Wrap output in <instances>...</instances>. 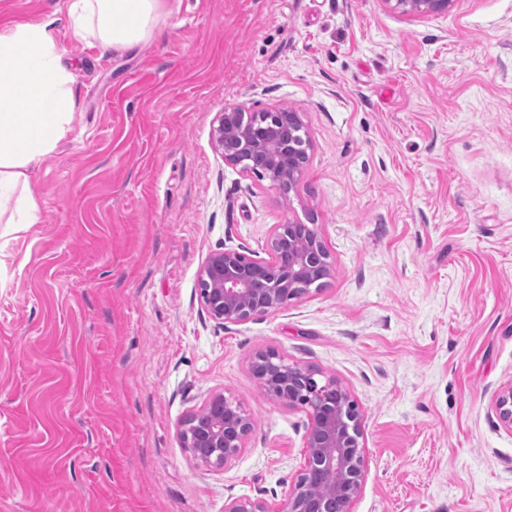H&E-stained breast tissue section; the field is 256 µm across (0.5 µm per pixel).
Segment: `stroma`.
I'll return each instance as SVG.
<instances>
[{
    "instance_id": "obj_1",
    "label": "stroma",
    "mask_w": 512,
    "mask_h": 512,
    "mask_svg": "<svg viewBox=\"0 0 512 512\" xmlns=\"http://www.w3.org/2000/svg\"><path fill=\"white\" fill-rule=\"evenodd\" d=\"M51 22L75 73L73 129L37 167L36 224L0 237V512H224L283 503L310 416L249 368L272 348L336 379L362 415L352 512H512V0L409 18L384 0H168L131 50ZM299 112L289 196L225 164L224 107ZM316 225L325 286L219 328L198 274ZM224 391L253 431L224 471L179 424ZM493 411L498 421L512 431V380L496 391Z\"/></svg>"
}]
</instances>
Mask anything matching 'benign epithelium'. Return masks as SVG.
<instances>
[{"label": "benign epithelium", "instance_id": "obj_1", "mask_svg": "<svg viewBox=\"0 0 512 512\" xmlns=\"http://www.w3.org/2000/svg\"><path fill=\"white\" fill-rule=\"evenodd\" d=\"M412 17L445 15L456 0H383ZM213 142L224 163L266 180L288 196L308 160L309 139L300 113L278 108L247 112L229 106L213 119ZM333 272L329 250L315 225L274 226L268 258L252 259L224 248L210 253L198 276L199 300L218 326L258 320L292 299L321 288ZM253 376L267 396L309 411L306 461L283 506L240 497L224 512H351L362 486L366 461L360 446L361 415L338 381L288 361L275 349L256 352ZM498 421L512 430V380L493 398ZM253 419L233 396L218 391L180 422L182 447L199 466L221 471L246 447Z\"/></svg>", "mask_w": 512, "mask_h": 512}]
</instances>
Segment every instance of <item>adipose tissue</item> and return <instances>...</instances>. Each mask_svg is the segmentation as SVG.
<instances>
[{
	"label": "adipose tissue",
	"instance_id": "ef3b65f1",
	"mask_svg": "<svg viewBox=\"0 0 512 512\" xmlns=\"http://www.w3.org/2000/svg\"><path fill=\"white\" fill-rule=\"evenodd\" d=\"M165 2L67 0V10L76 36L131 50L152 38ZM74 81L50 22L0 28V224L8 229L38 221L30 175L72 130Z\"/></svg>",
	"mask_w": 512,
	"mask_h": 512
}]
</instances>
